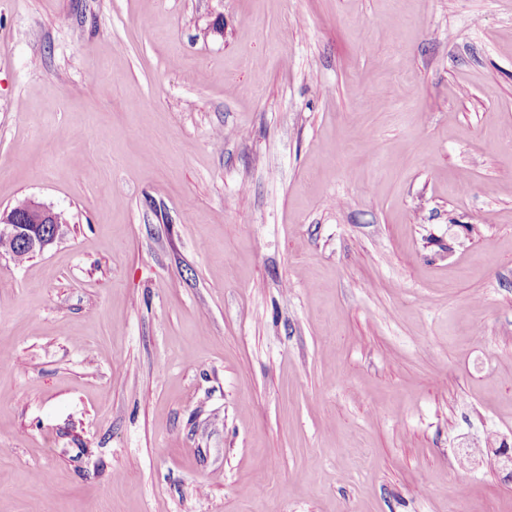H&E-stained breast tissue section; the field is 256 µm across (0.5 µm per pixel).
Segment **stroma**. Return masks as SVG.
<instances>
[{"mask_svg":"<svg viewBox=\"0 0 512 512\" xmlns=\"http://www.w3.org/2000/svg\"><path fill=\"white\" fill-rule=\"evenodd\" d=\"M24 198L0 512H512V0H0ZM18 213L10 211L0 214V240H10L12 254L15 252V259L22 261L27 258L25 254L17 250L14 242L20 244L29 254L41 253L55 243L61 222V215L53 209L34 199L19 201L13 208L22 211ZM14 241V242H13Z\"/></svg>","mask_w":512,"mask_h":512,"instance_id":"stroma-1","label":"stroma"}]
</instances>
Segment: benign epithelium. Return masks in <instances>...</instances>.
I'll return each instance as SVG.
<instances>
[{
    "label": "benign epithelium",
    "mask_w": 512,
    "mask_h": 512,
    "mask_svg": "<svg viewBox=\"0 0 512 512\" xmlns=\"http://www.w3.org/2000/svg\"><path fill=\"white\" fill-rule=\"evenodd\" d=\"M60 224V214L30 199L25 212L11 210L0 215V240L14 241L31 254L41 253L55 243Z\"/></svg>",
    "instance_id": "1"
}]
</instances>
